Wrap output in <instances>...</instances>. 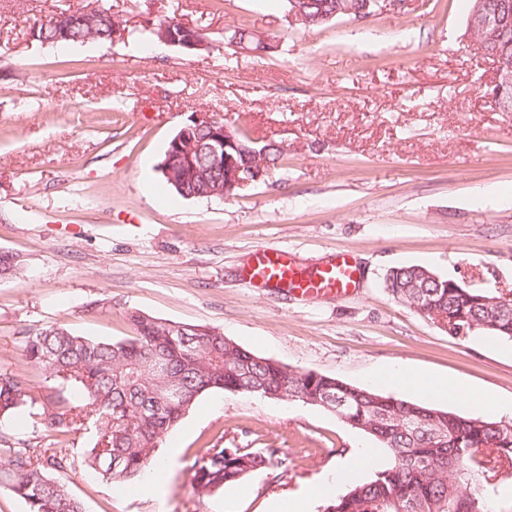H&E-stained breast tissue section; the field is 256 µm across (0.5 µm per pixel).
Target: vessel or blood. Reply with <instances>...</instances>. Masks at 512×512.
<instances>
[{
  "label": "vessel or blood",
  "mask_w": 512,
  "mask_h": 512,
  "mask_svg": "<svg viewBox=\"0 0 512 512\" xmlns=\"http://www.w3.org/2000/svg\"><path fill=\"white\" fill-rule=\"evenodd\" d=\"M249 276L267 287L289 288L305 296L342 297L357 288L360 270L350 256L339 253L316 272L306 274L287 250L265 247L253 253Z\"/></svg>",
  "instance_id": "vessel-or-blood-1"
}]
</instances>
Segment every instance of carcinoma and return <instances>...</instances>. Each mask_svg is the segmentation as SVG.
<instances>
[{
	"mask_svg": "<svg viewBox=\"0 0 512 512\" xmlns=\"http://www.w3.org/2000/svg\"><path fill=\"white\" fill-rule=\"evenodd\" d=\"M90 28L73 24L65 43L108 42L116 18L100 4ZM37 41L56 44L51 20L36 22ZM19 255L0 252V278L20 273ZM420 265L387 276L391 298L435 321L444 315L465 336L483 334L512 341V299L472 288H450ZM134 335L98 341L52 325L22 336L28 362L47 377L74 387L76 401L42 402L12 375L0 372V417L25 413L48 431L67 433L87 423L97 441L84 463L102 479L124 488L157 458L158 443L197 399L212 390L284 401L301 394L312 402H344L337 415L370 436L390 456L388 468L324 507V512H490L486 483L507 462L512 476V424L488 416H461L429 408L314 371L294 370L260 357L198 325L134 312ZM280 449L205 448L193 465L192 482L202 496L221 493L248 475L282 463ZM58 448L16 446L0 439V474L28 512H83L51 472L72 469Z\"/></svg>",
	"mask_w": 512,
	"mask_h": 512,
	"instance_id": "1",
	"label": "carcinoma"
}]
</instances>
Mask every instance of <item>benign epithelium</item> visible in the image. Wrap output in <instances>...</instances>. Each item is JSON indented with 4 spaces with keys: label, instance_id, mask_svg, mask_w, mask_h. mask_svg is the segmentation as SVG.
I'll return each instance as SVG.
<instances>
[{
    "label": "benign epithelium",
    "instance_id": "1",
    "mask_svg": "<svg viewBox=\"0 0 512 512\" xmlns=\"http://www.w3.org/2000/svg\"><path fill=\"white\" fill-rule=\"evenodd\" d=\"M155 27L159 41L180 50L193 53L209 49L200 32L183 23H149ZM471 27L478 47L496 65L497 80L491 92L492 100L501 111H512V58L508 47L512 43V0H476ZM236 47L245 53L268 54L277 49L269 36L253 33L235 36ZM266 153V148L253 146L252 140L242 141L236 131L206 114L194 113L183 123L170 141L161 163L169 181L184 192L190 184L205 185L202 195L230 199L259 182L264 171L256 167L255 159ZM205 156L210 165L201 168L196 159Z\"/></svg>",
    "mask_w": 512,
    "mask_h": 512
}]
</instances>
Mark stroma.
<instances>
[{"label": "stroma", "mask_w": 512, "mask_h": 512, "mask_svg": "<svg viewBox=\"0 0 512 512\" xmlns=\"http://www.w3.org/2000/svg\"><path fill=\"white\" fill-rule=\"evenodd\" d=\"M90 0H0V251L24 269L0 280V372L56 401L71 388L26 360L21 336L49 325L118 340L137 311L220 329L258 356L357 386L402 364L512 400V344L453 336L394 302L393 268L422 265L470 288L512 295V112L489 93L471 0H388L371 15L309 29L286 0H106L116 43L42 44L34 21ZM202 30L195 54L135 39L149 20ZM249 27L276 52L239 51ZM194 112L277 144L271 175L239 196L184 198L158 164ZM260 247L302 267L351 254L343 298L270 291L243 274ZM91 426L62 434V474L85 512H268L319 482L356 446L389 456L335 413L260 396L204 394L162 439L175 460L159 498L118 494L83 460ZM278 448L288 461L237 496H198L191 466L213 446Z\"/></svg>", "instance_id": "35a3bbf8"}]
</instances>
